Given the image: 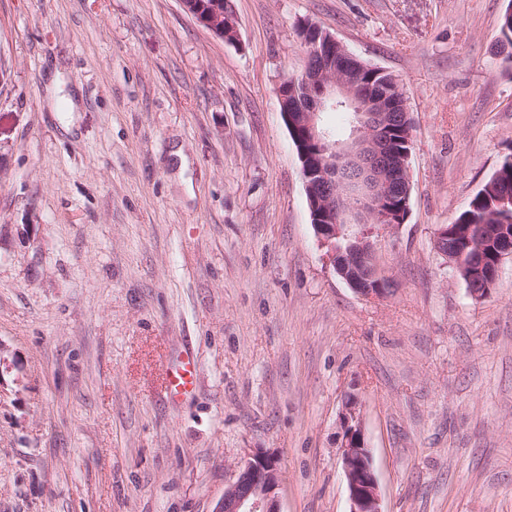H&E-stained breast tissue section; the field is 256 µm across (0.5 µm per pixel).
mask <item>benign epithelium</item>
<instances>
[{"label":"benign epithelium","mask_w":512,"mask_h":512,"mask_svg":"<svg viewBox=\"0 0 512 512\" xmlns=\"http://www.w3.org/2000/svg\"><path fill=\"white\" fill-rule=\"evenodd\" d=\"M183 8L210 32L219 33L230 44L239 42L238 20L203 12L188 0ZM224 25H219V22ZM306 60L319 57L347 71L359 59L328 32L301 35ZM305 97L298 112L282 113L297 140L301 173L308 195L313 228L325 249V256L337 273L358 295L378 298L386 289L373 262L378 229H393L406 221L404 211L391 203L408 198L411 150L397 151L391 139L395 118L410 119V113L394 111V99L387 93L363 91L359 83L344 74L316 71L306 65L299 74L282 78L278 87L280 103L297 96V85ZM329 101L339 102L353 112L349 137L331 141L320 132L317 120ZM467 247L448 237V225H440L434 236L437 252L458 270H475L481 287L470 292L478 297L492 288L503 259L512 258V227L506 224H472L465 231ZM341 460L346 478L349 512H382L379 486L372 458L366 446L355 399L346 402L340 433ZM282 481L278 458L256 449L239 467L236 479L224 489L213 512H281L279 490Z\"/></svg>","instance_id":"7a95c632"}]
</instances>
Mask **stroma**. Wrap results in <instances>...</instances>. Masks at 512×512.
I'll list each match as a JSON object with an SVG mask.
<instances>
[{"label": "stroma", "mask_w": 512, "mask_h": 512, "mask_svg": "<svg viewBox=\"0 0 512 512\" xmlns=\"http://www.w3.org/2000/svg\"><path fill=\"white\" fill-rule=\"evenodd\" d=\"M511 2L234 0L231 45L179 0H0V512H213L259 448L282 512H349L351 397L382 512H512V259L477 299L433 237L512 155ZM306 21L413 118L379 298L327 262L281 115ZM506 8L500 18L499 30L500 40L498 41V55L502 57V63L512 67V8ZM198 384V365L192 352H184L167 366L165 394L176 402L193 395Z\"/></svg>", "instance_id": "obj_1"}]
</instances>
